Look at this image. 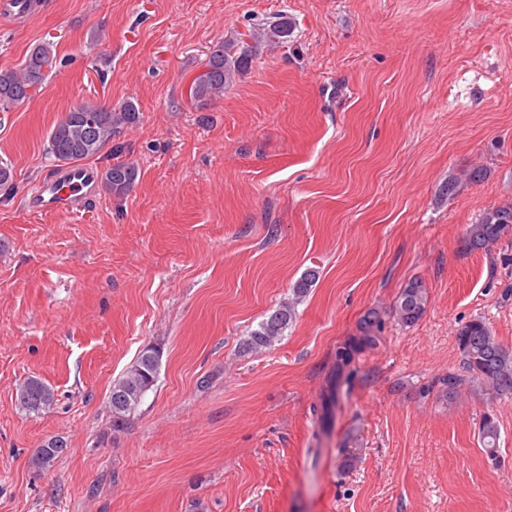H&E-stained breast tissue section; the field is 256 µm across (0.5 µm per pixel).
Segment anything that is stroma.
I'll return each instance as SVG.
<instances>
[{
  "instance_id": "1",
  "label": "stroma",
  "mask_w": 512,
  "mask_h": 512,
  "mask_svg": "<svg viewBox=\"0 0 512 512\" xmlns=\"http://www.w3.org/2000/svg\"><path fill=\"white\" fill-rule=\"evenodd\" d=\"M42 2L0 15L1 70L42 42L59 59L0 111V512H512V398L439 384L470 320L512 350V235L465 243L512 205V0ZM281 17L288 41L196 105L212 50ZM86 100L136 104L89 160L136 182L31 213L61 168L48 134ZM310 270L280 340L247 350ZM415 278L426 311L405 326L390 310ZM370 311L379 340L337 386ZM149 346L157 381L113 431L112 384ZM30 378L54 393L38 414L16 402ZM137 174V168L133 163L112 165L101 174L100 187L109 195L121 197L132 188ZM512 233V205L487 209L478 224L466 230V244L470 250L484 249Z\"/></svg>"
}]
</instances>
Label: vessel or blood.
<instances>
[{
	"instance_id": "b4317fda",
	"label": "vessel or blood",
	"mask_w": 512,
	"mask_h": 512,
	"mask_svg": "<svg viewBox=\"0 0 512 512\" xmlns=\"http://www.w3.org/2000/svg\"><path fill=\"white\" fill-rule=\"evenodd\" d=\"M98 172L85 164H73L62 175L44 179L29 199L27 207L35 213L57 210L84 211L95 198Z\"/></svg>"
}]
</instances>
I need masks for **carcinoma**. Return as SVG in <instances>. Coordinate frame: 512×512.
Wrapping results in <instances>:
<instances>
[{"mask_svg": "<svg viewBox=\"0 0 512 512\" xmlns=\"http://www.w3.org/2000/svg\"><path fill=\"white\" fill-rule=\"evenodd\" d=\"M292 34V24L286 18L259 33L250 34L251 40L241 39L219 46L210 54L206 67L209 72L193 81L191 98L198 102L217 100L224 96L225 86L247 73L264 43L275 44ZM57 63L52 46L35 45L17 70H0V108L23 102L39 90L46 76ZM139 112L131 101L117 108L106 107L94 101H82L70 107L49 134V153L65 165L81 163L101 152L115 140L121 131L137 122ZM137 178V168L130 162L115 164L100 177L101 189L113 196L125 195ZM512 233V205L487 209L480 222L466 230V244L471 250L484 249ZM427 296L422 282L411 280L402 288L394 306V316L405 325L417 322L425 312ZM295 317V308L285 303L271 313L259 328L245 341L247 348L262 350L282 336ZM362 336L336 353V370L347 378L354 372L355 355L364 346L375 343L374 328L378 327V314L365 316ZM457 347L463 360L460 373H450L440 380L442 395L453 400L461 387L474 383L481 389L498 396L512 397V352L506 350L481 319L468 322L457 335ZM161 356L154 348L144 349L125 373L112 383L109 407L112 429L128 421L145 394L157 380ZM54 400L51 389L36 379H28L17 389L19 408L38 414ZM480 439L490 454L496 453L499 428L487 416L479 430Z\"/></svg>", "mask_w": 512, "mask_h": 512, "instance_id": "cac0c4a2", "label": "carcinoma"}]
</instances>
